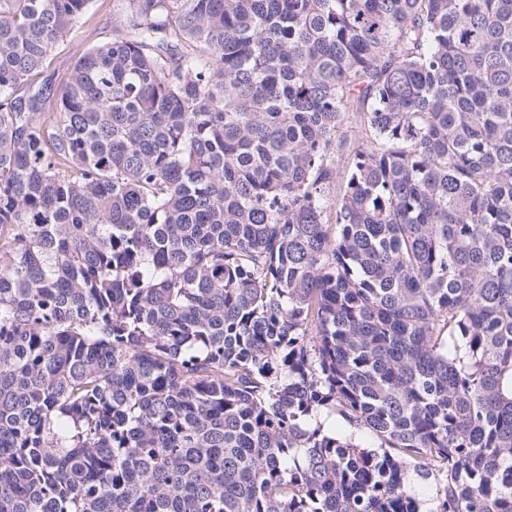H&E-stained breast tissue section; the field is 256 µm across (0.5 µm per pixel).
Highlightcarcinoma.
<instances>
[{"mask_svg": "<svg viewBox=\"0 0 512 512\" xmlns=\"http://www.w3.org/2000/svg\"><path fill=\"white\" fill-rule=\"evenodd\" d=\"M91 3L0 0V512H512V0H123L33 86ZM92 18L80 24L63 43L52 52V64L40 81L48 75H53L54 86L57 87L68 75L74 62L88 49L112 41L120 35L115 29V16L118 7L117 0H93Z\"/></svg>", "mask_w": 512, "mask_h": 512, "instance_id": "1", "label": "carcinoma"}]
</instances>
